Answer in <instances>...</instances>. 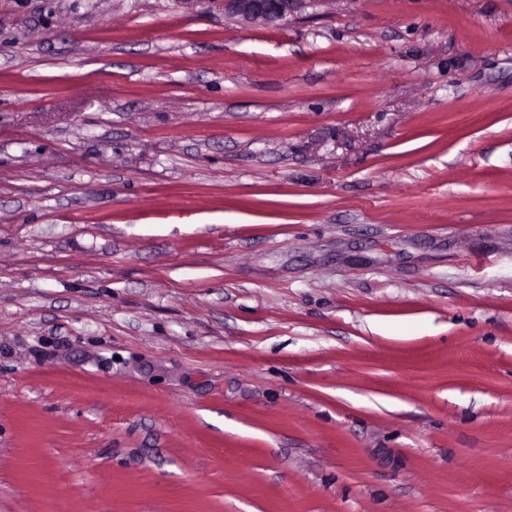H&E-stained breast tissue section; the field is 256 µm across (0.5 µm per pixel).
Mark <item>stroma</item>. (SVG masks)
Listing matches in <instances>:
<instances>
[{
  "mask_svg": "<svg viewBox=\"0 0 512 512\" xmlns=\"http://www.w3.org/2000/svg\"><path fill=\"white\" fill-rule=\"evenodd\" d=\"M0 512H512V0H0ZM225 17L276 26L320 0H222Z\"/></svg>",
  "mask_w": 512,
  "mask_h": 512,
  "instance_id": "1",
  "label": "stroma"
}]
</instances>
